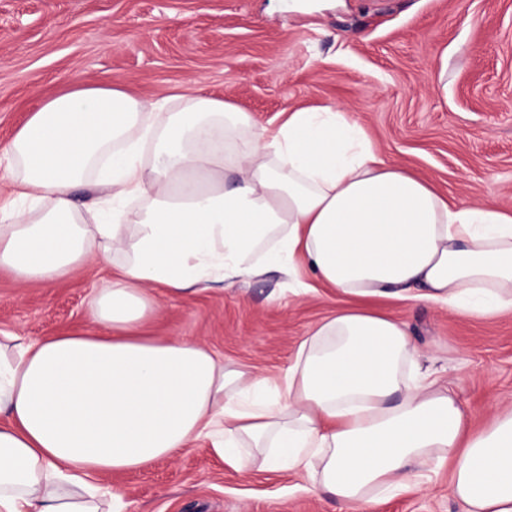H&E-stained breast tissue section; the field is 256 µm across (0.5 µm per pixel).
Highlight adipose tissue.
I'll use <instances>...</instances> for the list:
<instances>
[{
    "label": "adipose tissue",
    "instance_id": "obj_1",
    "mask_svg": "<svg viewBox=\"0 0 512 512\" xmlns=\"http://www.w3.org/2000/svg\"><path fill=\"white\" fill-rule=\"evenodd\" d=\"M140 100L87 87L44 102L0 169V268L50 288L123 256L95 288L88 331L0 336V512H125L102 476L198 440L236 469L302 472L357 512L421 493L447 467L462 512H512V410L483 431L422 369L381 300L461 316L512 311V212L460 203L391 165L333 103L273 126L202 94ZM164 120H157L158 110ZM91 201L75 197L83 185ZM142 208L126 225L124 208ZM349 306L316 323L273 381L197 342L143 338L157 295L273 268Z\"/></svg>",
    "mask_w": 512,
    "mask_h": 512
}]
</instances>
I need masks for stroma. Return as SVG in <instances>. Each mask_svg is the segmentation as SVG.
Segmentation results:
<instances>
[{
    "label": "stroma",
    "instance_id": "stroma-1",
    "mask_svg": "<svg viewBox=\"0 0 512 512\" xmlns=\"http://www.w3.org/2000/svg\"><path fill=\"white\" fill-rule=\"evenodd\" d=\"M84 86L137 99L200 92L262 125L288 107L335 102L385 160L457 201L512 211V0H0V150L45 100ZM111 275L92 263L56 287L21 288L0 272V333L86 330V300ZM296 286L273 270L165 297L143 332L198 341L227 367L275 379L310 327L344 305L331 289ZM382 310L408 324L475 430L490 405H512V312L462 317L398 301ZM113 481L127 512H354L305 475L237 470L205 439ZM369 512L461 507L443 468L426 491Z\"/></svg>",
    "mask_w": 512,
    "mask_h": 512
}]
</instances>
